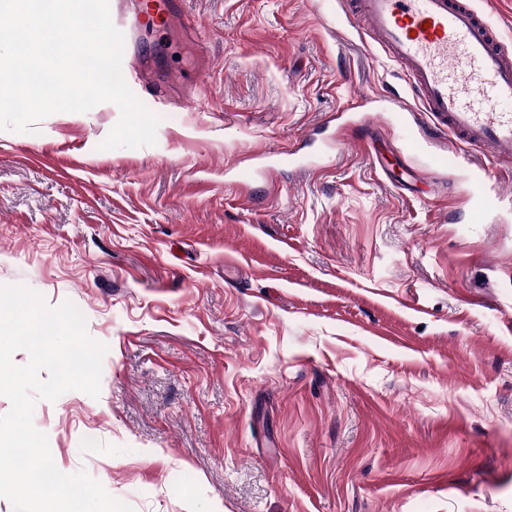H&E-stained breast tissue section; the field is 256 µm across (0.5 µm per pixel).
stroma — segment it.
<instances>
[{
    "label": "stroma",
    "mask_w": 512,
    "mask_h": 512,
    "mask_svg": "<svg viewBox=\"0 0 512 512\" xmlns=\"http://www.w3.org/2000/svg\"><path fill=\"white\" fill-rule=\"evenodd\" d=\"M116 105L0 129V285L72 302L100 393L37 401L61 472L134 512H512V201L427 175L411 91L339 0H176L117 23ZM322 166L252 178L336 111ZM390 108L394 120V127L399 130L404 139L405 149L410 154H418L425 150L426 140L423 136H404L408 129V113L412 112L404 100L391 101Z\"/></svg>",
    "instance_id": "1"
}]
</instances>
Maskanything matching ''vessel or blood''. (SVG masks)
<instances>
[{
  "instance_id": "b4317fda",
  "label": "vessel or blood",
  "mask_w": 512,
  "mask_h": 512,
  "mask_svg": "<svg viewBox=\"0 0 512 512\" xmlns=\"http://www.w3.org/2000/svg\"><path fill=\"white\" fill-rule=\"evenodd\" d=\"M344 11L400 67L433 131L448 135L456 147L485 154L469 190L473 207L489 212L501 194L512 191L497 184L492 169L493 163L512 162V111L497 109L512 104V51L487 10L474 0H345ZM390 108L406 151H424V138L407 133L409 103L396 100ZM251 159L271 169L284 162L301 172L315 166L297 148L256 152Z\"/></svg>"
}]
</instances>
